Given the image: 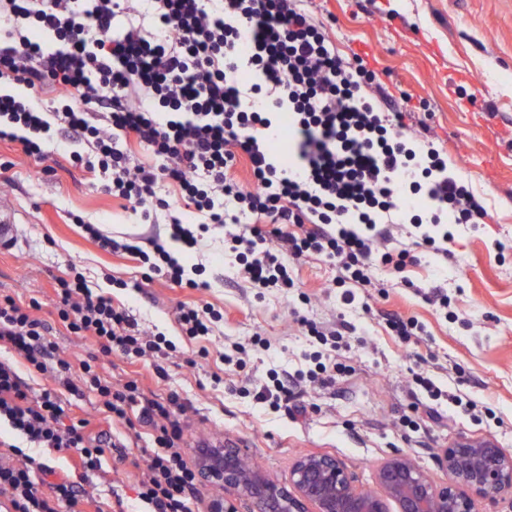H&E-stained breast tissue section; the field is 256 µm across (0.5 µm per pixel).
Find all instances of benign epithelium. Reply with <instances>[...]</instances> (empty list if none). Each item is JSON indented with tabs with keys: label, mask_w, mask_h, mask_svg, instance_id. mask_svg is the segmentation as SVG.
<instances>
[{
	"label": "benign epithelium",
	"mask_w": 512,
	"mask_h": 512,
	"mask_svg": "<svg viewBox=\"0 0 512 512\" xmlns=\"http://www.w3.org/2000/svg\"><path fill=\"white\" fill-rule=\"evenodd\" d=\"M448 481L431 479L407 454H395L378 469L380 492L368 494L334 456L304 455L288 483L273 480L239 443L203 448L200 477L224 487L211 512H478L475 500L512 491V454L493 442L462 438L438 459Z\"/></svg>",
	"instance_id": "1"
}]
</instances>
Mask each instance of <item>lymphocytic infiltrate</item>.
Segmentation results:
<instances>
[{
    "instance_id": "obj_1",
    "label": "lymphocytic infiltrate",
    "mask_w": 512,
    "mask_h": 512,
    "mask_svg": "<svg viewBox=\"0 0 512 512\" xmlns=\"http://www.w3.org/2000/svg\"><path fill=\"white\" fill-rule=\"evenodd\" d=\"M302 0H0V140L43 157L59 130L87 147L74 162L98 173L107 193L151 217L169 212V237L194 249L224 230V251L255 288H290L287 259L312 252L336 266L344 304L373 284L374 263L401 270L412 256L379 228L422 193L433 223L477 224L482 202L428 147L415 165L402 111L383 104L374 74L330 49ZM148 12L152 29L136 24ZM54 92L57 103L44 105ZM137 140L156 164L130 163ZM246 159L251 180L226 172ZM86 231L106 252L123 251L172 285L186 267L159 240L148 247ZM58 317L105 354L144 360L157 375L176 351L162 333L139 327L128 310L94 293L81 275L59 279ZM0 423L18 443L0 451V512H104L86 490L114 442L69 419L62 391L94 394L104 420L147 426L151 451L138 481L140 512H201L196 465L185 456L181 402L144 399L137 381L103 380L89 362L73 375L56 355L48 326L12 296H0ZM47 380L33 389L19 365ZM41 448L68 460L66 471L26 454Z\"/></svg>"
}]
</instances>
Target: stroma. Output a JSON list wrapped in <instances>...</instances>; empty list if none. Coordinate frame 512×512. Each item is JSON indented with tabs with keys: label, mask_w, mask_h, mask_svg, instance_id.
Segmentation results:
<instances>
[{
	"label": "stroma",
	"mask_w": 512,
	"mask_h": 512,
	"mask_svg": "<svg viewBox=\"0 0 512 512\" xmlns=\"http://www.w3.org/2000/svg\"><path fill=\"white\" fill-rule=\"evenodd\" d=\"M326 26L337 55L363 59L404 112L414 134H426L448 156L455 173L484 197L483 223L454 228L450 257L414 247L417 262L402 273L377 266L367 308L350 309L334 288L337 270L309 255L292 265L294 288L266 291L237 277L224 260V233H205L192 252L203 264L197 287H175L125 255L101 251L81 221L115 239L169 241L164 220L141 221L106 194L94 173L72 163L74 142L56 139L47 157L26 156L0 140V196L20 215L17 238L0 252V294L21 305L38 303L60 355L88 360L111 382L137 380L144 396L178 393L188 411L191 441L210 434L238 439L274 479L287 481L300 455L341 459L360 485L375 488L379 465L397 452L413 457L435 482L446 473L437 457L459 437L489 438L512 453V0H306ZM76 265L91 288L125 305L140 325L165 334L178 349L166 360V377L147 362L104 355L89 338L70 333L55 314L56 280ZM448 295L439 315L426 298ZM208 302L224 321L213 336L192 339L177 322L179 304ZM397 313L421 331L403 339L387 324ZM343 325V342L330 360L335 381L293 384L287 407L256 403L252 388L271 372L308 368L319 348L300 318ZM241 343L242 365H225L226 344ZM462 395L466 407L433 401L416 375ZM123 448L106 449L102 468L110 482L95 481L90 495L136 503V466L142 451L132 431Z\"/></svg>",
	"instance_id": "stroma-1"
}]
</instances>
